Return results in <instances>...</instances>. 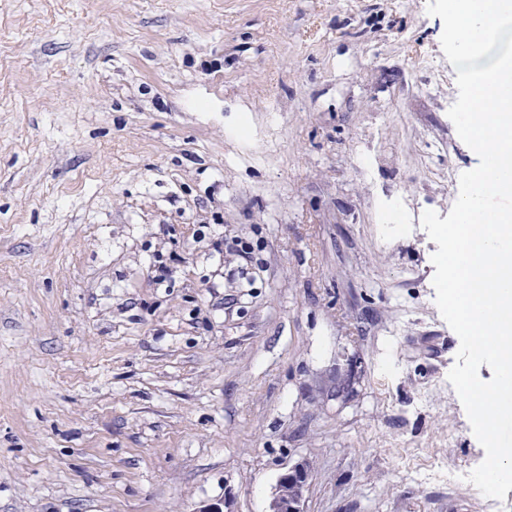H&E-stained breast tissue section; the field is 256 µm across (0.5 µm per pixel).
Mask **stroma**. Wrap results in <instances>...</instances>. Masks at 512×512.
Here are the masks:
<instances>
[{
    "label": "stroma",
    "instance_id": "stroma-1",
    "mask_svg": "<svg viewBox=\"0 0 512 512\" xmlns=\"http://www.w3.org/2000/svg\"><path fill=\"white\" fill-rule=\"evenodd\" d=\"M426 7L0 0V512H268L301 462L304 512H512L429 474L485 451L419 221L479 164Z\"/></svg>",
    "mask_w": 512,
    "mask_h": 512
}]
</instances>
